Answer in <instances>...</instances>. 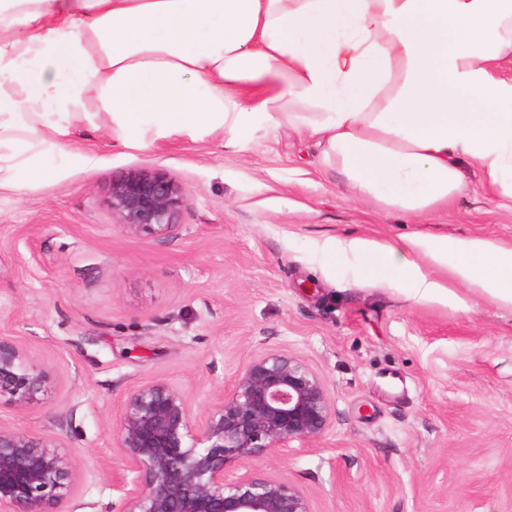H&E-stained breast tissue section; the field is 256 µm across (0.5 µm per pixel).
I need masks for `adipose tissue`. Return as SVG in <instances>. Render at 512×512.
<instances>
[{
  "instance_id": "obj_1",
  "label": "adipose tissue",
  "mask_w": 512,
  "mask_h": 512,
  "mask_svg": "<svg viewBox=\"0 0 512 512\" xmlns=\"http://www.w3.org/2000/svg\"><path fill=\"white\" fill-rule=\"evenodd\" d=\"M512 0H0V188L46 182L44 148L79 126L121 147L255 122L316 139L355 197L414 216L462 188L459 165L512 198ZM260 91L256 102L237 94ZM374 283L453 299L429 263L512 308V247L351 237Z\"/></svg>"
}]
</instances>
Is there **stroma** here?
I'll list each match as a JSON object with an SVG mask.
<instances>
[{
  "mask_svg": "<svg viewBox=\"0 0 512 512\" xmlns=\"http://www.w3.org/2000/svg\"><path fill=\"white\" fill-rule=\"evenodd\" d=\"M73 149L48 154V182L0 189V336L50 380L26 409L0 402V423L78 448L60 512H122L112 435L131 389L170 380L205 414L267 351L317 374L330 427L228 465V479H286L311 512H512V309L433 267L457 299L418 303L323 251L351 236L512 246V200L488 192L476 164L461 165L448 205L406 217L355 198L314 140L285 130L258 125L234 147L217 130L117 148L86 129ZM133 168L185 187L169 236L114 227L107 189Z\"/></svg>",
  "mask_w": 512,
  "mask_h": 512,
  "instance_id": "35a3bbf8",
  "label": "stroma"
}]
</instances>
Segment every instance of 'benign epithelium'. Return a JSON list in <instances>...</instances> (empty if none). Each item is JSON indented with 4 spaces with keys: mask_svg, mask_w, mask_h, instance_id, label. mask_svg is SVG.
<instances>
[{
    "mask_svg": "<svg viewBox=\"0 0 512 512\" xmlns=\"http://www.w3.org/2000/svg\"><path fill=\"white\" fill-rule=\"evenodd\" d=\"M180 182L159 169H131L112 179L106 206L130 235L165 236L188 206ZM49 391L45 372L20 345L0 337V397L23 410ZM330 407L316 373L283 352L254 357L215 409L194 414L185 393L156 379L127 396L113 431L120 466L112 484L123 492V512H311L296 485L246 474L226 480L225 466L277 454L292 441L321 437ZM75 448L37 440L0 424V508L47 512L70 495Z\"/></svg>",
    "mask_w": 512,
    "mask_h": 512,
    "instance_id": "7a95c632",
    "label": "benign epithelium"
}]
</instances>
